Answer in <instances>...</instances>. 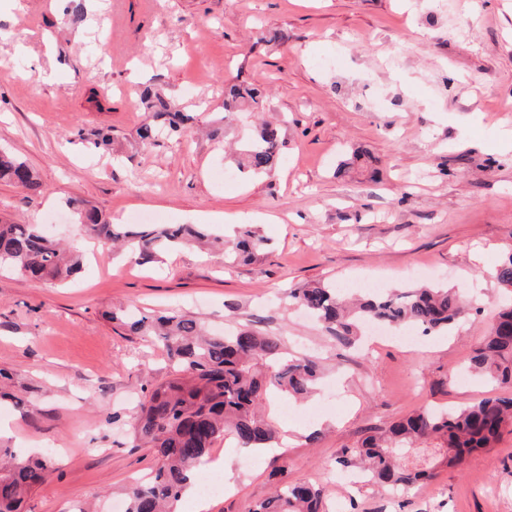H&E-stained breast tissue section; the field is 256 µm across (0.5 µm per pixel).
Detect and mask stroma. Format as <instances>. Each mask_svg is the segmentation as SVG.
<instances>
[{
	"label": "stroma",
	"instance_id": "stroma-1",
	"mask_svg": "<svg viewBox=\"0 0 512 512\" xmlns=\"http://www.w3.org/2000/svg\"><path fill=\"white\" fill-rule=\"evenodd\" d=\"M0 0V149L34 169L40 193L0 181V222L38 224L85 257L52 285L0 271V370L32 401L0 405L4 442L53 457L26 512H76L125 496L157 465L137 447L140 401L170 378L161 346L110 312L178 310L212 330L258 321L324 368L300 401L315 417L272 453L219 441L201 465L223 494L183 495L179 512H248L289 480L323 490L326 512H512V431L441 467L405 495L344 480L335 460L364 430L427 406L491 395L460 371L504 296L488 270L512 254V0ZM28 47L15 54L16 40ZM263 89V118L283 121L271 175L225 178L224 83ZM194 113L153 145L145 87ZM112 131L93 153L77 132ZM84 201L120 224L134 212L206 224L224 238L258 225L268 245L250 262L216 248L139 264L86 235L68 207ZM360 280L384 287H465L470 310L453 334L420 349L391 341L344 347L289 311L291 287Z\"/></svg>",
	"mask_w": 512,
	"mask_h": 512
}]
</instances>
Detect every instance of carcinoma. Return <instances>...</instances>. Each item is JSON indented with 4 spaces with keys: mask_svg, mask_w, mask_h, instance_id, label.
<instances>
[{
    "mask_svg": "<svg viewBox=\"0 0 512 512\" xmlns=\"http://www.w3.org/2000/svg\"><path fill=\"white\" fill-rule=\"evenodd\" d=\"M143 103L153 121L137 130L143 142L165 134L178 135L192 122L191 114L171 107L158 90L144 91ZM264 92L255 84L224 85V124L212 129L222 136L238 112H260ZM285 146L281 128L267 122L246 136L231 164L243 173L261 176L277 166ZM0 180L17 182L31 191L40 188L28 165L0 150ZM84 232L108 244L123 242L136 261H160L174 249L191 244L224 243L202 224H112L93 208L75 200ZM266 239L246 225L224 254L251 261L262 253ZM0 269L48 282L65 281L82 269V257L47 236L37 224H0ZM500 288L512 295V255L489 271ZM288 298L322 323L336 340L348 344L372 322L423 335H446L466 314L460 292L440 285L355 295L349 301L336 284L291 288ZM111 319L128 332L164 344L175 376L157 384L141 402L134 436L149 448L158 467L132 485L126 512H175L188 487L195 485L200 464L215 441L231 440L256 450L278 438L274 424L260 416L264 404L279 395L299 397L320 381L318 362L288 352L284 340L249 328L210 333L196 319L171 311L130 310ZM466 370L476 378L512 386V303L474 346ZM512 426V397H487L478 403L446 409H425L392 424L380 435H367L354 448H343L336 464L360 463L369 480L406 494L439 466L460 467L474 451L491 448ZM431 444L439 451L436 463L409 467L394 455L395 448ZM53 467L46 456H18L0 445V512H23L25 497L42 485ZM251 512H323L322 491L312 484L293 483L281 476L270 497Z\"/></svg>",
    "mask_w": 512,
    "mask_h": 512,
    "instance_id": "1",
    "label": "carcinoma"
}]
</instances>
